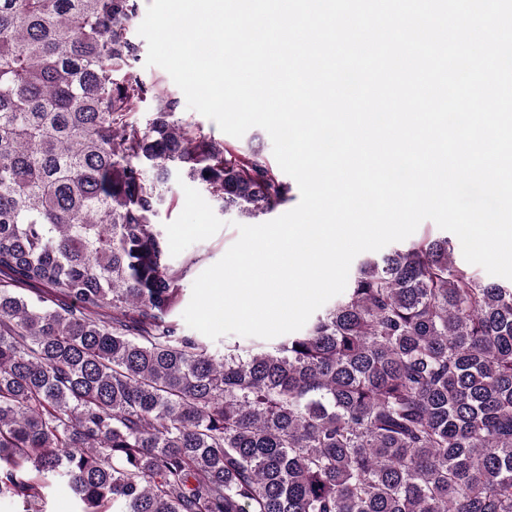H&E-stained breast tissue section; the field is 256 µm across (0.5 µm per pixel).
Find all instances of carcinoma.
I'll return each instance as SVG.
<instances>
[{"label":"carcinoma","mask_w":512,"mask_h":512,"mask_svg":"<svg viewBox=\"0 0 512 512\" xmlns=\"http://www.w3.org/2000/svg\"><path fill=\"white\" fill-rule=\"evenodd\" d=\"M140 0H0V498L46 512H512V283L425 232L297 334L174 319L176 173L258 218L291 186L134 71ZM156 102L144 124L134 118ZM77 508V497L74 492L64 482H57L48 494L46 511L75 512Z\"/></svg>","instance_id":"1"}]
</instances>
